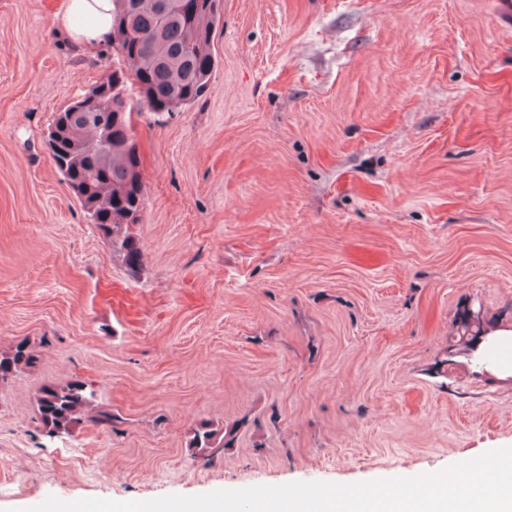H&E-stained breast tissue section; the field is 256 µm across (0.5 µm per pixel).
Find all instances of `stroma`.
<instances>
[{"label":"stroma","instance_id":"1","mask_svg":"<svg viewBox=\"0 0 512 512\" xmlns=\"http://www.w3.org/2000/svg\"><path fill=\"white\" fill-rule=\"evenodd\" d=\"M0 0V512L440 471L512 447V19L498 0H222L202 99L132 114L130 272L45 145L121 66ZM95 412L43 436L44 388ZM234 430L210 460L200 421ZM39 354L26 341H20L9 354H0V381L4 382L9 376L19 370L35 366Z\"/></svg>","mask_w":512,"mask_h":512}]
</instances>
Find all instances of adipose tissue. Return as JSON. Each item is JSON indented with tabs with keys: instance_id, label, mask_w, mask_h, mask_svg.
I'll use <instances>...</instances> for the list:
<instances>
[{
	"instance_id": "obj_1",
	"label": "adipose tissue",
	"mask_w": 512,
	"mask_h": 512,
	"mask_svg": "<svg viewBox=\"0 0 512 512\" xmlns=\"http://www.w3.org/2000/svg\"><path fill=\"white\" fill-rule=\"evenodd\" d=\"M114 0H61L57 22L84 51L95 49L114 38Z\"/></svg>"
}]
</instances>
